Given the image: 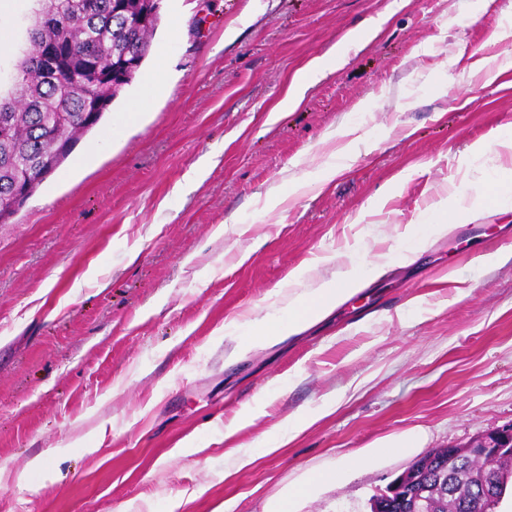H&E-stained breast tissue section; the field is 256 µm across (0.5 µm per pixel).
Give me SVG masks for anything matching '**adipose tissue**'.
I'll return each mask as SVG.
<instances>
[{
    "mask_svg": "<svg viewBox=\"0 0 512 512\" xmlns=\"http://www.w3.org/2000/svg\"><path fill=\"white\" fill-rule=\"evenodd\" d=\"M401 254L375 253L370 258L347 254L339 271L327 273L322 262L306 268L309 288L296 294L276 315L246 319L245 342L253 347L278 336H296L329 315L351 296L357 294L365 280L401 261ZM426 435L411 429L374 441L342 457L334 468L311 471L289 484L280 494L267 500L264 512H300L302 504L327 491L353 471L372 466L391 456H406L423 447Z\"/></svg>",
    "mask_w": 512,
    "mask_h": 512,
    "instance_id": "adipose-tissue-1",
    "label": "adipose tissue"
}]
</instances>
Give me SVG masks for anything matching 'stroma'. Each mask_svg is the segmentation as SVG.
Segmentation results:
<instances>
[{"mask_svg": "<svg viewBox=\"0 0 512 512\" xmlns=\"http://www.w3.org/2000/svg\"><path fill=\"white\" fill-rule=\"evenodd\" d=\"M30 6L0 0L2 77ZM509 130L512 0H163L136 79L0 224V512H262L378 438L420 427L429 452L512 424V261L484 262L512 254V208L489 203ZM456 199L469 216L414 262L304 335L241 345L291 274L397 247ZM300 412L317 419L270 450ZM413 461L301 512H370ZM319 73L318 68H309L292 83L287 96L281 103V108H289L296 105L301 97L302 91L315 81Z\"/></svg>", "mask_w": 512, "mask_h": 512, "instance_id": "1", "label": "stroma"}]
</instances>
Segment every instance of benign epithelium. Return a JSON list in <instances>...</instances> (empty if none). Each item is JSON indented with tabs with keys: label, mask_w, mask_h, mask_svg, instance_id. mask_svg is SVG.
Wrapping results in <instances>:
<instances>
[{
	"label": "benign epithelium",
	"mask_w": 512,
	"mask_h": 512,
	"mask_svg": "<svg viewBox=\"0 0 512 512\" xmlns=\"http://www.w3.org/2000/svg\"><path fill=\"white\" fill-rule=\"evenodd\" d=\"M446 461L438 476L446 497L468 505L470 512H497L502 475L512 469V425L484 431L462 446L439 448ZM426 455L388 484L373 502L372 512H389L396 505L403 512H423L426 490L419 472L430 464Z\"/></svg>",
	"instance_id": "1"
}]
</instances>
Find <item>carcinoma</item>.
<instances>
[{"instance_id":"carcinoma-1","label":"carcinoma","mask_w":512,"mask_h":512,"mask_svg":"<svg viewBox=\"0 0 512 512\" xmlns=\"http://www.w3.org/2000/svg\"><path fill=\"white\" fill-rule=\"evenodd\" d=\"M163 0H54L26 17L7 88L0 98V201L33 193L48 170L109 110L139 73L161 22ZM55 66L45 71L43 57Z\"/></svg>"}]
</instances>
